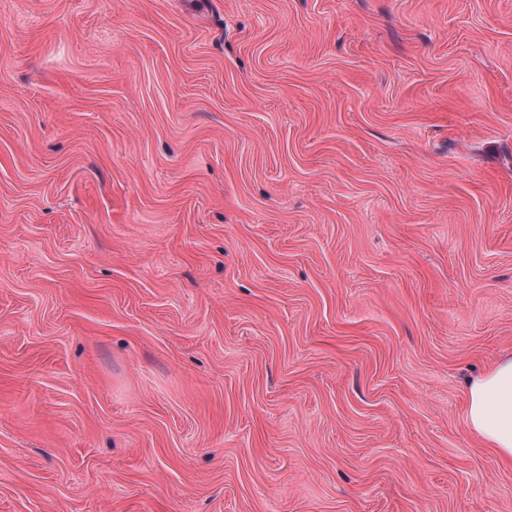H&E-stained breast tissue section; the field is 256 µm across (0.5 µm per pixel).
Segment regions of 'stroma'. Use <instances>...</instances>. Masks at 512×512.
Masks as SVG:
<instances>
[{
	"label": "stroma",
	"mask_w": 512,
	"mask_h": 512,
	"mask_svg": "<svg viewBox=\"0 0 512 512\" xmlns=\"http://www.w3.org/2000/svg\"><path fill=\"white\" fill-rule=\"evenodd\" d=\"M512 0H0V512H512ZM469 431L506 462H512V354L468 385Z\"/></svg>",
	"instance_id": "stroma-1"
}]
</instances>
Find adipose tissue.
<instances>
[{"mask_svg": "<svg viewBox=\"0 0 512 512\" xmlns=\"http://www.w3.org/2000/svg\"><path fill=\"white\" fill-rule=\"evenodd\" d=\"M465 419L474 436L512 462V354L469 383Z\"/></svg>", "mask_w": 512, "mask_h": 512, "instance_id": "obj_1", "label": "adipose tissue"}]
</instances>
